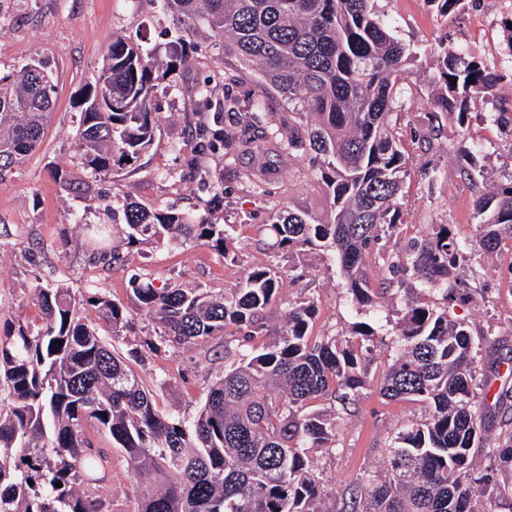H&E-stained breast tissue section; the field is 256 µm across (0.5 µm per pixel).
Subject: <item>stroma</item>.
<instances>
[{
    "label": "stroma",
    "mask_w": 512,
    "mask_h": 512,
    "mask_svg": "<svg viewBox=\"0 0 512 512\" xmlns=\"http://www.w3.org/2000/svg\"><path fill=\"white\" fill-rule=\"evenodd\" d=\"M376 8L414 54L397 104L398 134L409 154L401 193L403 232L411 236L433 224L452 226L473 254L455 275L482 286L484 296L450 305L449 316L466 323L475 334L494 329L504 351H511L512 243L502 242L491 254L480 249L473 201L477 193L512 181V128L496 121L498 113H512V82L501 83L494 102L471 106L469 132L478 146L471 162L473 177L464 175L468 162L454 150L460 137L455 121L441 119L440 132L431 136L429 147L415 145L412 139L429 130L430 90L437 77L428 56L430 47L443 40L449 50L468 51L488 67L512 72L506 57L512 42V12L501 8L498 0H463L458 10L446 16L430 0H376ZM116 32L157 48L163 57L175 41L174 23L161 13L157 0H14L11 10L0 17V71L10 72L35 57L47 62L57 77L55 110L40 146L21 168L0 180V315L26 317L32 310L31 290L40 280L57 282L75 293L97 284L111 299L130 301V269L90 265L84 237L74 222L85 198L65 193L53 177L56 168L72 169L79 162L75 116L81 111L83 90L93 81ZM192 42L188 64L177 67L162 82L165 92L156 102L160 128L154 146L135 168L115 171L108 182L88 178L89 197L128 194L147 205L204 211L211 187L175 176L185 157L198 148L183 114L212 109L190 90L208 76L218 80L227 73L239 75V83L226 85L224 92L237 99L243 111L255 83L252 70L225 56L207 35L197 34ZM429 159L437 164L430 183L422 175V165ZM210 164L224 174V206L214 212V219L245 227L234 242L239 260L234 265L225 263L222 253L192 241L162 248L147 245L138 264L156 286L175 281L216 292L235 287L249 268L274 256L263 229L273 208H301L319 218L326 213L323 185L305 157L271 162L272 185L267 195L238 182L239 163L218 154ZM300 262L309 274L299 283L284 282L270 324L281 325L290 303L310 297L318 306L316 333L347 338L356 313L346 300L339 275L322 255L313 253ZM133 370L152 390L161 410L191 418L206 387L224 371V345L217 339L151 355L134 363ZM423 413L420 404L392 403L377 392H366L343 423L335 452L315 455L329 497H338L345 484L360 475L379 474L388 436L406 419Z\"/></svg>",
    "instance_id": "obj_1"
}]
</instances>
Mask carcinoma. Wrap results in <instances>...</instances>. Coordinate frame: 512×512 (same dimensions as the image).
I'll list each match as a JSON object with an SVG mask.
<instances>
[{"mask_svg":"<svg viewBox=\"0 0 512 512\" xmlns=\"http://www.w3.org/2000/svg\"><path fill=\"white\" fill-rule=\"evenodd\" d=\"M162 8L187 35L206 29L224 54L257 71L242 118L237 101L219 97L211 79L192 88L243 123L232 134L217 116L185 113L206 152L307 154L321 179L329 216L272 212L267 231L274 249L331 257L346 294L362 309L410 278L420 281L421 295L404 308L394 332L396 354L379 372L368 357L367 343L378 335L372 318L351 323L344 341L315 336L317 305L309 299L288 307L279 329L269 327L267 311L282 283L275 263L250 268L222 293L177 283L157 288L130 277L136 309L153 328L144 339L149 352L222 337L224 358L233 359L207 388L198 415L187 420L160 410L97 325L81 315L93 309L117 336L132 323L124 305L96 287L79 296L35 284L34 314L0 320V512H112L100 490L111 450L123 455L136 480L131 512H475L478 488L512 501V485L496 479L498 471L512 469V435L487 448L486 466L474 463L486 441L483 416L471 406L474 374L478 355L495 349L498 339L476 338L468 325L448 319V302L459 288L448 275L471 252L448 224L399 238L408 154L395 131V109L412 57L377 18L374 0H162ZM189 48L184 43L163 61L154 47L112 37L79 115L81 172L54 171L63 190L81 194L84 174L109 176L151 148L159 72L176 67ZM432 52L439 73L433 105L466 131L470 102L496 96L505 76L441 44ZM55 93L53 71L40 60L0 75V178L40 145ZM273 99L282 112L273 110ZM185 169L211 182V204L218 208L220 174L202 157L187 159ZM238 178L270 193L261 170H241ZM93 208L85 205L76 220L95 264L124 267L141 244L187 240L237 261L228 241L242 224H215L190 211L118 197L112 212L122 214L126 226L118 246L111 243L115 225L86 220ZM474 210L482 250L512 241V180L478 196ZM371 263L386 270L375 285L365 274ZM434 292L442 305L427 299ZM371 387L389 401L421 403L425 413L394 433L385 475L356 478L345 486L339 508L328 510L314 453L336 449V412L352 413ZM100 434L111 449L95 446Z\"/></svg>","mask_w":512,"mask_h":512,"instance_id":"carcinoma-1","label":"carcinoma"}]
</instances>
